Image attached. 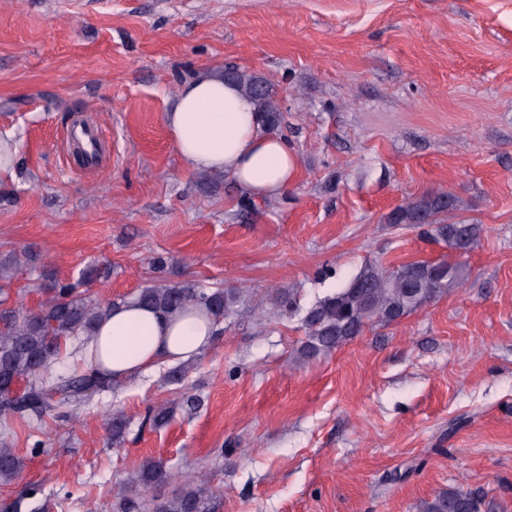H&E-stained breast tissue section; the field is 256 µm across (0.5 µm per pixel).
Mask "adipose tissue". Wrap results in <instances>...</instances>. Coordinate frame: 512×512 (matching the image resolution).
I'll return each instance as SVG.
<instances>
[{"instance_id": "obj_1", "label": "adipose tissue", "mask_w": 512, "mask_h": 512, "mask_svg": "<svg viewBox=\"0 0 512 512\" xmlns=\"http://www.w3.org/2000/svg\"><path fill=\"white\" fill-rule=\"evenodd\" d=\"M165 122L185 167L224 172L249 197L279 195L296 174L297 155L287 140L262 128L252 101L235 85L208 72L183 85ZM213 329L196 309L162 315L128 302L99 324L82 354L127 380L164 362L198 358L211 346Z\"/></svg>"}]
</instances>
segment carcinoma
Returning <instances> with one entry per match:
<instances>
[{
	"label": "carcinoma",
	"instance_id": "cac0c4a2",
	"mask_svg": "<svg viewBox=\"0 0 512 512\" xmlns=\"http://www.w3.org/2000/svg\"><path fill=\"white\" fill-rule=\"evenodd\" d=\"M223 79L236 85L254 102L267 131L281 119L278 92L267 79L236 67H226ZM454 199L444 192L427 193L392 211L390 224H421L431 227L437 240L459 253L471 250L480 227L465 220L449 222ZM26 252L0 260L3 270L21 271L32 265ZM112 274L109 264L82 271L72 282L53 281L46 298L35 310L10 301L7 285L0 284V384H25L13 393L0 391V415L41 417L53 408L80 402L112 388V378L95 368L64 362L67 341L90 336L117 301H101L89 285ZM465 279L461 262L412 261L396 267L367 263L343 287L303 311L301 323L306 338L297 350L303 360L327 355L360 335L365 327L390 324L436 300ZM162 314H176L191 307L202 308L214 324L238 314L233 288H200L191 283L149 285L129 299ZM122 299V302L129 301ZM21 459L10 448H0V481L16 478ZM171 479L165 463L150 459L142 467L141 481L149 486ZM153 512H212L211 498L199 484L159 500ZM423 512H496L493 503L474 491L450 489L423 504Z\"/></svg>",
	"mask_w": 512,
	"mask_h": 512
}]
</instances>
